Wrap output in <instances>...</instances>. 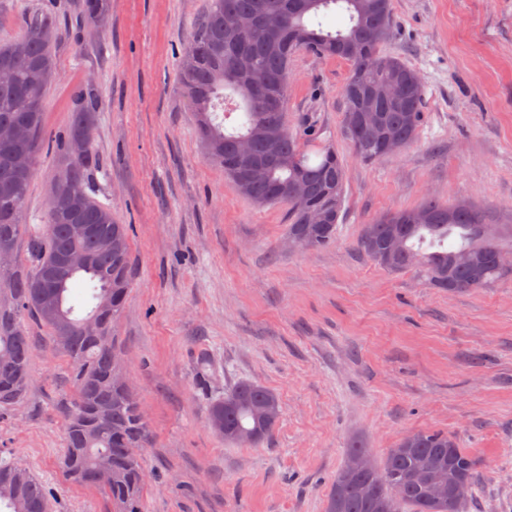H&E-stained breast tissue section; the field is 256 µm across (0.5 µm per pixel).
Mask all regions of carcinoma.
Segmentation results:
<instances>
[{"instance_id": "obj_1", "label": "carcinoma", "mask_w": 512, "mask_h": 512, "mask_svg": "<svg viewBox=\"0 0 512 512\" xmlns=\"http://www.w3.org/2000/svg\"><path fill=\"white\" fill-rule=\"evenodd\" d=\"M83 10L92 22L103 25L107 0H84ZM339 13L344 27L328 28L322 18ZM229 16L243 18L249 26L224 29ZM391 0H212L204 21L191 34L180 65V79L196 112L197 134L208 159L224 168L242 195L254 204L288 203L287 236L305 233L308 247L321 248L336 241L341 212L336 198L344 195L347 172L336 151L302 130L292 132L285 119L288 65L293 54L305 48L320 56L345 59L351 64L343 87V135L355 157L373 163L386 156L382 135L407 147L418 137L424 88L416 71L401 58L386 54L382 46L392 28ZM57 38V15L37 9L24 15L23 35L0 43V68L9 77L0 81V249L17 251L22 235V206L28 196L33 165L43 148V102L56 77L52 46ZM362 48L350 56L340 45ZM387 80L398 89L394 100L366 96L369 85ZM230 88L244 101L239 128L226 130L217 115L224 103L222 91ZM368 109L378 115L379 129L353 123L356 112ZM96 106L79 107L67 134L57 143L61 165L53 183L61 209L46 215L44 229L28 238V264L0 269V409L8 410L26 395L33 344L23 321L32 317L50 332V344L67 360L74 390L65 423L64 467L74 482L104 489L113 512H142L144 467L141 454L150 426L130 387L118 384L125 372L115 326L131 285L129 225L120 223L112 209L89 193L90 176L97 168L93 141L97 128ZM265 127L279 129L276 149L263 139ZM75 141L87 144L75 156ZM251 149V162L265 170L264 178L241 183L237 166L240 142ZM302 181L306 193H287ZM320 209L331 214L328 224L311 225L308 216ZM87 224L88 236L75 239L70 225ZM505 230L492 224L486 212L465 203L448 205L428 198L419 206L380 216L363 225L358 248L372 262L390 272L418 268L433 288L449 292L489 288L512 276V269L496 265L493 255L504 250ZM402 241L400 252L388 255L389 243ZM430 241L436 250L422 252ZM83 252L87 269L61 272V260L70 251ZM80 275L92 305L88 316L98 322L93 331L83 329L85 319L74 315L68 291ZM214 369L210 358L198 357L197 388L208 395ZM109 409L107 419L100 411ZM278 397L260 384L239 381L227 394L209 399L211 429L228 443L250 445L267 442L279 422ZM370 451L347 449L327 497L325 512H464L473 493L457 496L459 481L476 488L478 461L460 440L444 431L410 434L386 458L372 466ZM111 476L98 482L100 467ZM10 512H49L43 483L19 463L0 457V502Z\"/></svg>"}]
</instances>
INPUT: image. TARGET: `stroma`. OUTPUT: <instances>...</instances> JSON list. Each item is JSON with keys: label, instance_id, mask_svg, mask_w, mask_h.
<instances>
[{"label": "stroma", "instance_id": "35a3bbf8", "mask_svg": "<svg viewBox=\"0 0 512 512\" xmlns=\"http://www.w3.org/2000/svg\"><path fill=\"white\" fill-rule=\"evenodd\" d=\"M83 0H0V42L50 8L57 77L47 139L98 108L91 195L132 225L133 280L117 336L151 436L143 512H324L345 451L383 459L407 434L458 435L479 461L467 512H512V278L472 292L389 273L357 247L363 224L436 198L466 200L512 225V0H392L386 53L418 74L421 132L372 163L342 136L350 64L301 49L291 60L289 127L315 130L347 164L336 241L287 245L288 207L256 206L204 154L179 60L210 0H109L106 26ZM58 154L37 157L22 221L45 222ZM34 353L25 398L0 414V456L45 485L51 512H112L106 493L70 482L61 461L67 362L25 321ZM208 353L213 396L243 379L274 392L268 442L238 447L209 427L194 388Z\"/></svg>", "mask_w": 512, "mask_h": 512}]
</instances>
